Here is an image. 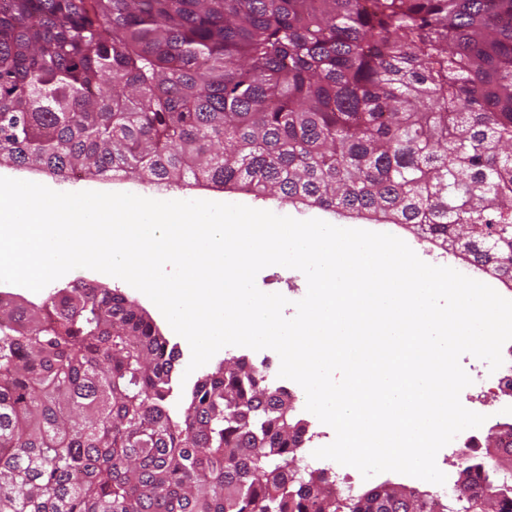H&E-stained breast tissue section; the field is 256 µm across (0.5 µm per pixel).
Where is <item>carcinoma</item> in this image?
I'll list each match as a JSON object with an SVG mask.
<instances>
[{
	"label": "carcinoma",
	"instance_id": "obj_1",
	"mask_svg": "<svg viewBox=\"0 0 512 512\" xmlns=\"http://www.w3.org/2000/svg\"><path fill=\"white\" fill-rule=\"evenodd\" d=\"M0 166L194 180L402 224L512 286V0H0ZM100 284L0 295V512H398L289 469L306 425ZM418 512H512L499 458Z\"/></svg>",
	"mask_w": 512,
	"mask_h": 512
}]
</instances>
